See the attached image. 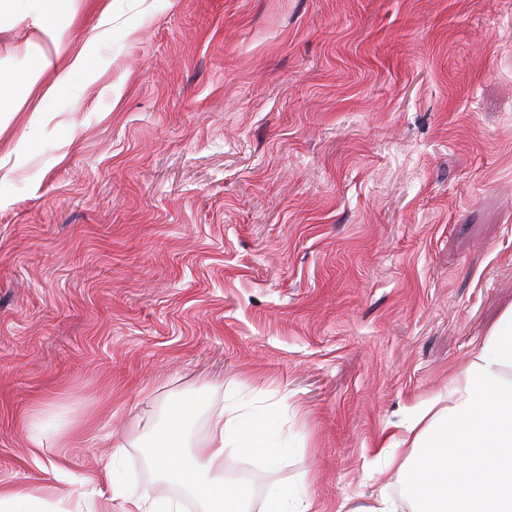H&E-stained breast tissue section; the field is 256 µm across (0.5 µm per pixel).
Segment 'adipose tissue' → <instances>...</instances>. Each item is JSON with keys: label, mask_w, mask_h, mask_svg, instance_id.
<instances>
[{"label": "adipose tissue", "mask_w": 512, "mask_h": 512, "mask_svg": "<svg viewBox=\"0 0 512 512\" xmlns=\"http://www.w3.org/2000/svg\"><path fill=\"white\" fill-rule=\"evenodd\" d=\"M61 411L40 400L21 420L29 461L50 464L54 483L0 486V512H71L60 489L71 474L69 451L88 447L100 430L85 417L57 424ZM196 411L193 401L168 403L166 412L152 419L154 437L145 443L182 497L200 501L205 512H315L313 501L297 496L291 486L259 498L249 485L224 476L228 449L248 465H278L288 440L273 412L231 409L189 451L183 439ZM379 448L395 472L392 487L382 488L373 504L346 512H512V307L454 373L450 390L420 402L401 433L384 435ZM85 482L95 490L84 502L86 512H112L116 496L123 498L124 512L176 509L170 500L131 491L120 446Z\"/></svg>", "instance_id": "1"}]
</instances>
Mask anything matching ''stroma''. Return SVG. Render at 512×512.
Segmentation results:
<instances>
[{
    "label": "stroma",
    "mask_w": 512,
    "mask_h": 512,
    "mask_svg": "<svg viewBox=\"0 0 512 512\" xmlns=\"http://www.w3.org/2000/svg\"><path fill=\"white\" fill-rule=\"evenodd\" d=\"M0 74V485L46 480L12 415L49 398L173 498L137 420L186 396L190 446L280 418V466L227 479L371 503L382 428L512 305V0H60L0 17Z\"/></svg>",
    "instance_id": "obj_1"
}]
</instances>
